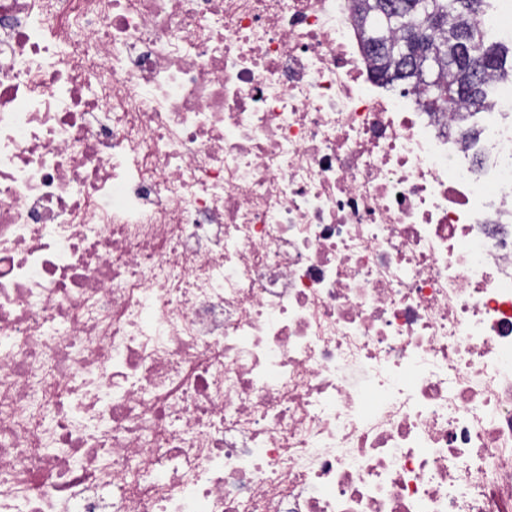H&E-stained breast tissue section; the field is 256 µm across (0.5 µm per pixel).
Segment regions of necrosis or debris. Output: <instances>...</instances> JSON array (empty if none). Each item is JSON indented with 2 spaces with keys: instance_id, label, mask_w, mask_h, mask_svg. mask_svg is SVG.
I'll use <instances>...</instances> for the list:
<instances>
[{
  "instance_id": "obj_1",
  "label": "necrosis or debris",
  "mask_w": 512,
  "mask_h": 512,
  "mask_svg": "<svg viewBox=\"0 0 512 512\" xmlns=\"http://www.w3.org/2000/svg\"><path fill=\"white\" fill-rule=\"evenodd\" d=\"M421 96L352 0H0V512H512V84Z\"/></svg>"
}]
</instances>
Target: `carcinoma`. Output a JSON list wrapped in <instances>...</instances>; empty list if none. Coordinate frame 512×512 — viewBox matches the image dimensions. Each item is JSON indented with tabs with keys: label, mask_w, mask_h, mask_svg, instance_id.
<instances>
[{
	"label": "carcinoma",
	"mask_w": 512,
	"mask_h": 512,
	"mask_svg": "<svg viewBox=\"0 0 512 512\" xmlns=\"http://www.w3.org/2000/svg\"><path fill=\"white\" fill-rule=\"evenodd\" d=\"M489 0H357L361 23L375 65L387 84H422L430 112H456L465 105L483 108L492 85L489 76L512 82L504 44L489 38L480 21ZM438 53L432 69L413 60Z\"/></svg>",
	"instance_id": "cac0c4a2"
}]
</instances>
